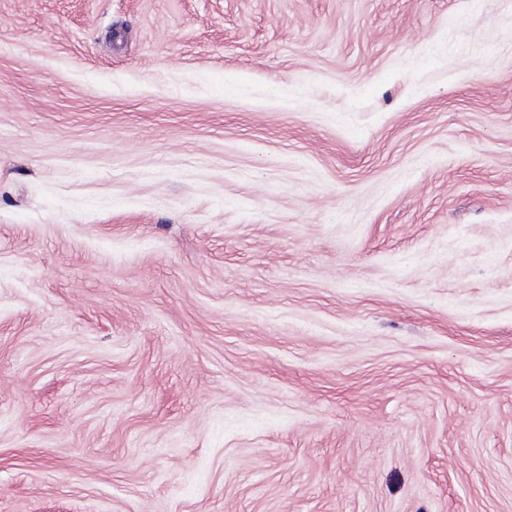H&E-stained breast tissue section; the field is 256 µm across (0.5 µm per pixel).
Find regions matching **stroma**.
Listing matches in <instances>:
<instances>
[{
    "label": "stroma",
    "mask_w": 512,
    "mask_h": 512,
    "mask_svg": "<svg viewBox=\"0 0 512 512\" xmlns=\"http://www.w3.org/2000/svg\"><path fill=\"white\" fill-rule=\"evenodd\" d=\"M0 512H512V0H0Z\"/></svg>",
    "instance_id": "obj_1"
}]
</instances>
